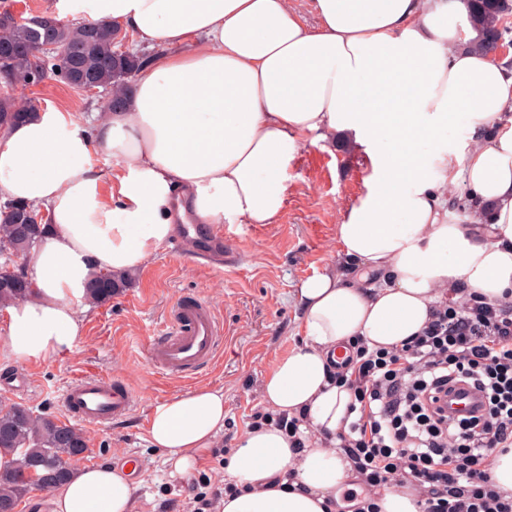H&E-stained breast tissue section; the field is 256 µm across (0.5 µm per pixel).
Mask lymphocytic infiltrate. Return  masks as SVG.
<instances>
[{
  "instance_id": "obj_1",
  "label": "lymphocytic infiltrate",
  "mask_w": 512,
  "mask_h": 512,
  "mask_svg": "<svg viewBox=\"0 0 512 512\" xmlns=\"http://www.w3.org/2000/svg\"><path fill=\"white\" fill-rule=\"evenodd\" d=\"M333 380L353 395L335 449L360 488L329 507L378 512L382 493L406 490L417 512H512V492L490 476L492 455L512 448V304L455 289L400 345L349 342ZM459 385L480 404L452 421L448 395Z\"/></svg>"
}]
</instances>
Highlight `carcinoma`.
Wrapping results in <instances>:
<instances>
[{
	"label": "carcinoma",
	"instance_id": "carcinoma-1",
	"mask_svg": "<svg viewBox=\"0 0 512 512\" xmlns=\"http://www.w3.org/2000/svg\"><path fill=\"white\" fill-rule=\"evenodd\" d=\"M468 21L477 37L465 47L482 54H494L508 30L507 17L512 15V0H467ZM117 28L112 23L98 22L91 29L85 24H62L58 38L57 62L49 70L65 80L63 70L68 55L82 53V72L110 97L111 110L122 105L131 89L133 78L144 66V58L130 51L118 52ZM32 32L27 22L11 14H0V44L27 46ZM0 73L10 87L24 90L42 77V67L28 57L0 59ZM34 105L21 98L0 100V125L6 127L26 119ZM13 211L0 224V307H7L24 298L29 282L24 267L17 259L24 257L44 238L42 224L29 222V205L8 201ZM128 278L107 274L94 280L87 295L96 305L112 301L127 287ZM0 449L19 455L14 468L0 470V512H16L19 502L34 486L57 489L73 472L71 461L83 454L86 440L80 429L66 424L54 415L35 413L26 405L0 400Z\"/></svg>",
	"mask_w": 512,
	"mask_h": 512
}]
</instances>
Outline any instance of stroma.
Here are the masks:
<instances>
[{
	"instance_id": "35a3bbf8",
	"label": "stroma",
	"mask_w": 512,
	"mask_h": 512,
	"mask_svg": "<svg viewBox=\"0 0 512 512\" xmlns=\"http://www.w3.org/2000/svg\"><path fill=\"white\" fill-rule=\"evenodd\" d=\"M27 95L34 107L73 113L87 126L103 110L101 96L51 78L30 86ZM371 174L369 160L343 149L335 135L306 146L289 171L291 188L279 223L225 225L230 248L223 270H209L159 246L122 295L84 314V333L72 351L49 360L0 353V379L20 373L31 380L22 392L0 386V398L59 417L62 392L74 378L94 375L126 383L139 397L134 413L108 426H84L87 449L78 464L135 461V512H183L187 479L223 486L224 464L207 454L188 473L176 472L149 442L150 410L201 386L223 389L221 440L223 447H233L251 415L265 409L264 376L302 340L299 284L337 262L341 212L367 194ZM186 294L213 306L224 323V341L210 367L179 378L152 368L146 346L164 330L174 300Z\"/></svg>"
}]
</instances>
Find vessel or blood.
<instances>
[{"mask_svg":"<svg viewBox=\"0 0 512 512\" xmlns=\"http://www.w3.org/2000/svg\"><path fill=\"white\" fill-rule=\"evenodd\" d=\"M224 327L212 305L199 296L179 297L164 332L147 345L149 365L168 375L192 376L208 367L223 343ZM67 416L86 424H109L132 414L137 395L125 384L82 376L62 393Z\"/></svg>","mask_w":512,"mask_h":512,"instance_id":"b4317fda","label":"vessel or blood"}]
</instances>
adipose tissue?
<instances>
[{
  "label": "adipose tissue",
  "mask_w": 512,
  "mask_h": 512,
  "mask_svg": "<svg viewBox=\"0 0 512 512\" xmlns=\"http://www.w3.org/2000/svg\"><path fill=\"white\" fill-rule=\"evenodd\" d=\"M59 15L122 23L153 54L123 109L92 130L48 107L0 130V194L39 208L48 233L26 258L31 292L8 308L1 347L52 359L82 334L89 283L129 274L172 232L183 198L201 224H275L306 145L346 137L370 160L371 188L336 229L342 268L297 292L302 344L261 383L274 413L316 436L296 452L279 427L245 430L224 467L219 512H325L350 477L325 439L351 395L331 383L355 337L391 348L429 322L442 292L512 302V69L463 50L464 0H57ZM463 121V142L435 148ZM112 159V168L97 157ZM464 182L487 223L452 224L447 186ZM224 391L202 387L152 408L153 447L177 470L218 447ZM52 512H134L112 465L73 472Z\"/></svg>",
  "instance_id": "1"
}]
</instances>
